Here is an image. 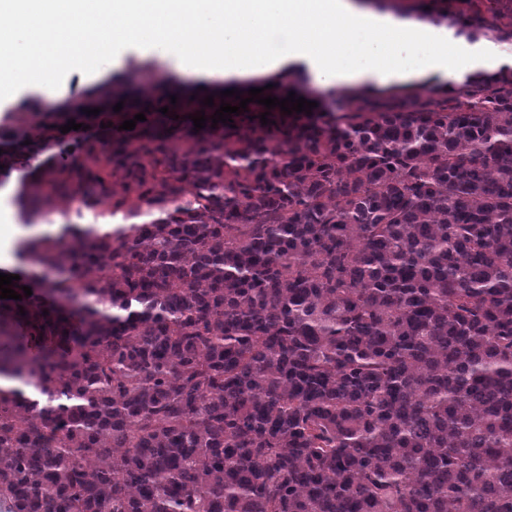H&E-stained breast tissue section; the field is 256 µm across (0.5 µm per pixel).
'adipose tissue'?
<instances>
[{
    "label": "adipose tissue",
    "instance_id": "obj_1",
    "mask_svg": "<svg viewBox=\"0 0 512 512\" xmlns=\"http://www.w3.org/2000/svg\"><path fill=\"white\" fill-rule=\"evenodd\" d=\"M146 49L190 76L245 77L297 56L324 86L409 82L438 72L459 81L502 60L486 41L359 8L354 0H10L0 50L14 67L0 100L23 87L53 103L63 63L109 73L116 51Z\"/></svg>",
    "mask_w": 512,
    "mask_h": 512
}]
</instances>
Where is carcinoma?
Instances as JSON below:
<instances>
[{"label":"carcinoma","instance_id":"cac0c4a2","mask_svg":"<svg viewBox=\"0 0 512 512\" xmlns=\"http://www.w3.org/2000/svg\"><path fill=\"white\" fill-rule=\"evenodd\" d=\"M466 4L459 34L512 38V0ZM30 138L0 164L54 230L14 255L58 307L0 309V512H512V67L269 131Z\"/></svg>","mask_w":512,"mask_h":512}]
</instances>
